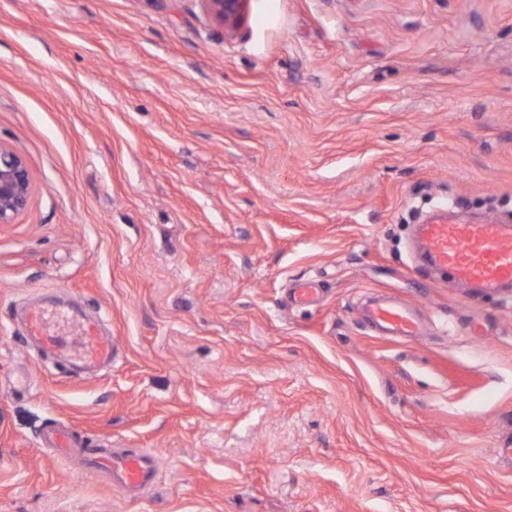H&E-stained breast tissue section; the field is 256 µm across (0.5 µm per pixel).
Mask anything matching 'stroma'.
I'll list each match as a JSON object with an SVG mask.
<instances>
[{
  "instance_id": "stroma-1",
  "label": "stroma",
  "mask_w": 512,
  "mask_h": 512,
  "mask_svg": "<svg viewBox=\"0 0 512 512\" xmlns=\"http://www.w3.org/2000/svg\"><path fill=\"white\" fill-rule=\"evenodd\" d=\"M0 143L33 186L0 224V512H512V298L412 235L512 214V0H249L232 33L199 0H0ZM372 290L425 333L364 324ZM32 302L100 315L111 367L41 356ZM43 442L52 448H61L67 456L82 455L90 467L107 475L110 482L126 490H141L150 486L155 478V459L152 455L118 456L106 447H78L70 427L47 429Z\"/></svg>"
}]
</instances>
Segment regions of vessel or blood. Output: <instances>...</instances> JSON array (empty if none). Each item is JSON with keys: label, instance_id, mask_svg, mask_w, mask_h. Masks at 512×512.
Returning <instances> with one entry per match:
<instances>
[{"label": "vessel or blood", "instance_id": "b4317fda", "mask_svg": "<svg viewBox=\"0 0 512 512\" xmlns=\"http://www.w3.org/2000/svg\"><path fill=\"white\" fill-rule=\"evenodd\" d=\"M418 248L425 264L455 278L471 296L481 297L512 289V220L495 216L479 223L460 222L450 210H442L417 227ZM364 318L386 335L414 337L422 335L423 324L410 305L380 295L370 299L363 309ZM85 343L82 355L71 356L60 336L49 329L42 308L26 313L25 334L63 359L74 358L83 369L91 370L112 360L117 349L114 338L100 335L95 322L81 321ZM42 439L47 446L62 449L64 454L82 455L92 469L107 475L110 482L127 490H141L155 478L152 455L119 456L106 447H78L71 428L45 430Z\"/></svg>", "mask_w": 512, "mask_h": 512}]
</instances>
